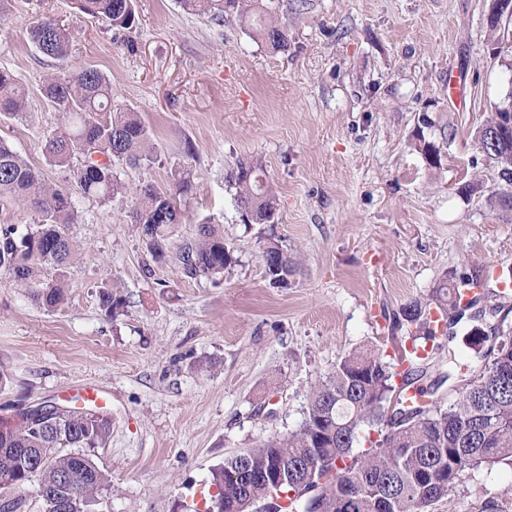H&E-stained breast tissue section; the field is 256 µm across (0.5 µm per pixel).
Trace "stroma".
Segmentation results:
<instances>
[{"instance_id": "stroma-1", "label": "stroma", "mask_w": 512, "mask_h": 512, "mask_svg": "<svg viewBox=\"0 0 512 512\" xmlns=\"http://www.w3.org/2000/svg\"><path fill=\"white\" fill-rule=\"evenodd\" d=\"M295 13L272 0L291 43L274 53L243 23L185 13L176 0H135L137 27L115 33L72 0H0V69L27 91L22 116L0 118V140L70 185L44 144L64 111L42 92L53 73L101 70L113 106L138 112L153 159L115 171L181 197L154 260L127 194L77 198L67 299L39 305L0 271V419L88 388L110 401L112 431L91 449L111 484L93 512H210L214 469L296 430L307 395L336 362L367 346L398 356L411 341L393 315L446 275L512 268V212L490 205L502 183L476 136L512 92V64L488 58L484 0H310ZM49 19L72 34L70 54L39 53L26 29ZM458 70L461 106L448 100ZM448 126L443 169L411 138L421 116ZM262 158L277 188L278 224L242 223L225 176ZM478 180L480 195L456 185ZM223 235L235 262L189 276L179 251L199 223ZM275 239L296 262L273 287L261 260ZM118 287L116 318L101 289ZM512 512V468L482 466L429 512Z\"/></svg>"}]
</instances>
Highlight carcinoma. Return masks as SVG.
<instances>
[{
    "instance_id": "obj_1",
    "label": "carcinoma",
    "mask_w": 512,
    "mask_h": 512,
    "mask_svg": "<svg viewBox=\"0 0 512 512\" xmlns=\"http://www.w3.org/2000/svg\"><path fill=\"white\" fill-rule=\"evenodd\" d=\"M76 9L91 17H104L118 31L136 27L133 0H74ZM183 11L203 15L222 25L228 17L254 19L252 39L274 52L288 49V27L265 14L262 0H179ZM32 44L43 55L63 58L70 53V32L50 20L27 28ZM43 93L63 108L66 122L47 137V158L58 164L77 161L73 184L52 188L41 172L13 148L0 142V204L31 206L40 223L20 230L16 224L0 225V269L10 279L31 289L34 299L47 309L66 300L64 268L75 256V246L65 228L75 223L74 197L78 194L108 201L127 191L114 173L113 161L132 166L152 160L154 152L147 126L134 111L112 109V86L96 68L58 72L46 79ZM26 91L15 75L0 69V115L24 111ZM435 127L428 115L419 119L413 146L435 169L443 167V142L448 128L438 136L425 130ZM480 151L506 185L495 204L512 211V167L501 165V155L512 150V141ZM235 189L234 200L245 224H273L278 220L277 198L258 160L240 161L227 174ZM189 183H179L168 193L142 185L134 193L135 222L141 225L152 257H164L163 242L170 224L184 223L177 195ZM262 261L270 284L288 287L295 272L294 260L271 239L263 248ZM190 275L219 274L234 263L224 237L210 224L197 225L195 239L180 253ZM56 271L47 278L46 269ZM490 283L483 271L463 272L442 279L427 301L405 304L395 326L411 329L417 341L441 346L453 342L457 328L468 336L472 353L448 348L447 371L438 374L436 386L449 381L457 398L448 405L435 402H400L402 391L427 375V362L410 370L396 386L395 364L378 349L352 352L336 362L325 379L310 390L300 426L281 438L248 449L224 461L213 474L217 488L214 512H247V503L269 494L264 472L281 474V490H311V499L291 500L288 512H427L448 496L469 472L482 465L512 468V330L504 334L488 328V316L504 307L499 301L489 311L476 310L477 300L461 301L462 292L480 288L489 298ZM100 306L113 317L122 298L110 289L99 293ZM439 313L442 338L436 339L431 314ZM494 339L491 359L482 362L477 347ZM393 402V407L386 404ZM112 420L80 408L58 418L45 429L26 421L0 424V479L12 480L9 492H20L37 480V493L45 512H57L58 493L67 495L69 512H92L96 494L108 486L107 476L87 450L105 442ZM375 429L380 439L355 454L362 433Z\"/></svg>"
}]
</instances>
